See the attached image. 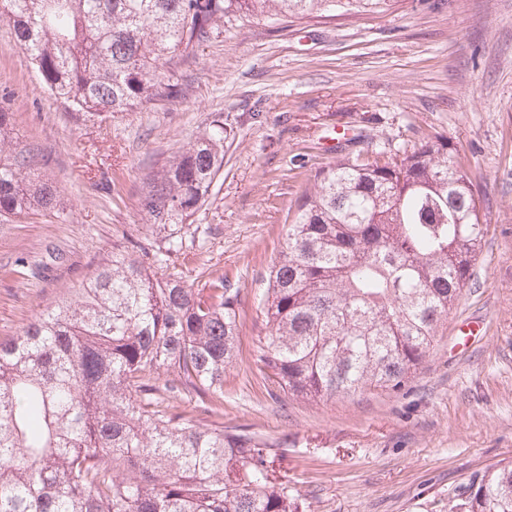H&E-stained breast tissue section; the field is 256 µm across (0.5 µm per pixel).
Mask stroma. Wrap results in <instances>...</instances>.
I'll use <instances>...</instances> for the list:
<instances>
[{
    "label": "stroma",
    "mask_w": 512,
    "mask_h": 512,
    "mask_svg": "<svg viewBox=\"0 0 512 512\" xmlns=\"http://www.w3.org/2000/svg\"><path fill=\"white\" fill-rule=\"evenodd\" d=\"M183 98L85 121L54 100L0 24V108L57 189L46 213L0 222V338L20 334L113 253L161 238L145 177L223 118L224 167L158 270L239 293L224 390L165 399L184 421L270 444L299 512H448L512 462V0H396L383 14L224 20L183 70ZM447 138L488 228L471 281L400 391L309 401L256 363L265 277L316 170Z\"/></svg>",
    "instance_id": "35a3bbf8"
}]
</instances>
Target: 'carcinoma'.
I'll use <instances>...</instances> for the list:
<instances>
[{
  "label": "carcinoma",
  "instance_id": "carcinoma-1",
  "mask_svg": "<svg viewBox=\"0 0 512 512\" xmlns=\"http://www.w3.org/2000/svg\"><path fill=\"white\" fill-rule=\"evenodd\" d=\"M390 0H0L55 100L87 119L183 95L181 68L228 15L383 13ZM38 158L0 110V217L51 209ZM224 166V121L144 182L163 234L124 251L0 340V512H296L269 445L154 408L161 391L224 392L238 292L155 265ZM486 234L473 181L441 137L388 161L341 158L313 175L262 295L257 363L269 388L306 400L398 391L421 368L470 281ZM166 375L163 387L152 384ZM450 512H512V465L477 475Z\"/></svg>",
  "mask_w": 512,
  "mask_h": 512
}]
</instances>
